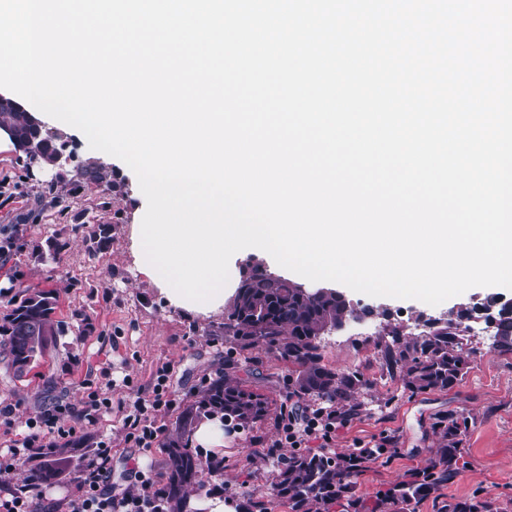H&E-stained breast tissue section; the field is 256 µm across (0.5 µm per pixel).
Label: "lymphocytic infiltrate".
<instances>
[{
  "mask_svg": "<svg viewBox=\"0 0 512 512\" xmlns=\"http://www.w3.org/2000/svg\"><path fill=\"white\" fill-rule=\"evenodd\" d=\"M134 394L126 409L123 430L126 444L137 449L140 456L129 469L141 484L140 493L116 490L112 482V441L105 437L97 441L74 479V492L57 504V512H169L160 477L147 461L163 434L158 416L175 402L169 367L158 369L150 386L137 388ZM111 411V398L97 389L88 392L81 408L63 402L45 408L38 420L29 423L27 435L9 440L0 448V471L48 459L56 449L73 443L79 429L96 424ZM338 423L335 412H319L304 400L289 397L278 419V429L289 447L304 448L315 440L321 450L327 451L336 437Z\"/></svg>",
  "mask_w": 512,
  "mask_h": 512,
  "instance_id": "lymphocytic-infiltrate-1",
  "label": "lymphocytic infiltrate"
}]
</instances>
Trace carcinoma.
I'll return each mask as SVG.
<instances>
[{
	"instance_id": "cac0c4a2",
	"label": "carcinoma",
	"mask_w": 512,
	"mask_h": 512,
	"mask_svg": "<svg viewBox=\"0 0 512 512\" xmlns=\"http://www.w3.org/2000/svg\"><path fill=\"white\" fill-rule=\"evenodd\" d=\"M11 119V130L19 145L32 146L41 153V164L53 166L59 143L30 113L19 108H3L0 117ZM86 183L112 190V171L95 158L86 159L79 167ZM109 225L99 224L89 236V249L104 251L109 247ZM494 297L481 307L494 311L493 350L502 356L512 355V308L497 306ZM352 312V307L339 295L324 292L305 295L293 282L251 266L245 271L230 306L224 311V323L214 335L224 337L231 345L224 367L237 364V356L264 351L292 366L288 374V393L313 400L320 409L334 410L347 420L363 412L354 396L372 385L358 368L337 369L323 363V345L319 332L326 326H339ZM56 300L42 290H25L11 298L0 314V349L7 366L17 378L26 375L47 351L53 338L65 332L64 321L58 320ZM472 318V310L459 314V321L431 325L426 330L407 336L394 327L386 336L373 340L381 370L399 379L413 394L431 390H448L468 373L475 350L465 342L463 321ZM269 396L255 392L225 376L209 382L202 397L188 405L176 421L175 433L164 442L166 454L164 494L171 512H187L191 492L206 487V478L224 469L212 457H202L191 448L194 424L201 416L219 417L248 428L265 419L269 412ZM468 428V417L450 412L440 416L434 429L439 445L431 449V467L412 479L394 484L377 500L374 512H408V507L450 481L463 455L462 434ZM59 448L55 456L39 465L37 471L52 478L65 471L64 454ZM342 472L336 460L324 452L298 453L276 458V474L270 485L271 494L288 501L290 512H313L341 498L355 508L360 500L353 487H342ZM446 512H501L497 499L473 497L448 505Z\"/></svg>"
}]
</instances>
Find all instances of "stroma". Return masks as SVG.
Here are the masks:
<instances>
[{
	"label": "stroma",
	"instance_id": "35a3bbf8",
	"mask_svg": "<svg viewBox=\"0 0 512 512\" xmlns=\"http://www.w3.org/2000/svg\"><path fill=\"white\" fill-rule=\"evenodd\" d=\"M67 148L76 161L60 170L27 167L18 150L0 153V180L18 186L14 199L0 198V228L20 230L16 252L0 267V312L21 290H50L57 298V318L72 326L23 378H15L0 359V401L15 406L13 425L0 424V443L25 432L26 421L37 419L49 398L80 405L83 386L89 383L105 388L113 401H125L130 390L123 386V378L147 386L165 365L171 369L176 403L158 421L165 434H172L184 407L198 400L204 384L224 368V339L215 333L224 314L176 308L139 273L130 248L137 200L126 168L110 160L113 190L78 185L76 162L95 157L96 152L76 130L68 133ZM96 224L110 225L111 243L107 250L93 254L86 236ZM54 238L65 242V250L56 256L45 250L42 259H35L34 247L45 249ZM343 294L350 305L372 308L374 315L326 337L324 361L340 369L360 368L372 385L357 394L366 410L339 426L335 448L347 453L384 437L392 441L386 463L361 475L354 495L372 501L394 481L426 469L437 442L433 423L456 411L469 418L459 469L447 484L415 503L414 512H443L445 505L476 495L497 498L503 512H512V357L490 351L492 338L483 334V321L471 323L468 340L476 354L469 373L445 391L405 390L401 382L382 374L369 341L370 334H387L394 324L407 334L420 332L423 319L454 307L480 305L491 296L512 303V290L474 287L436 306L417 299L372 297L348 288ZM84 320L92 323V332L78 333ZM287 375L286 362L261 353L240 360L230 377L280 401ZM278 414V409H271L253 428L225 432L221 478L197 492V499L214 496L238 504L248 493L267 492L273 467L263 447L280 437ZM122 426L121 412L105 415L88 427L78 445L88 451L99 437H111L112 479L122 490L133 492L138 484L127 470L134 451L123 441Z\"/></svg>",
	"mask_w": 512,
	"mask_h": 512
}]
</instances>
